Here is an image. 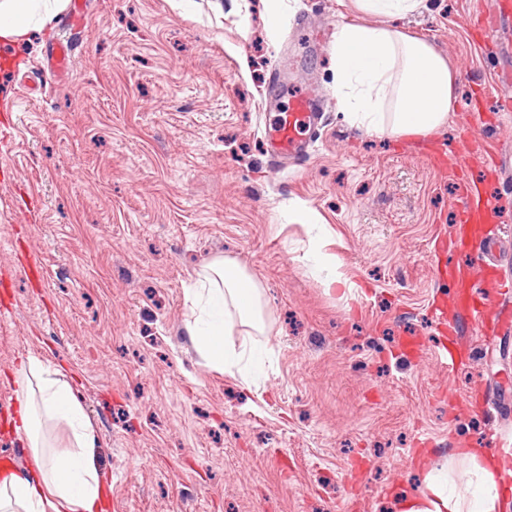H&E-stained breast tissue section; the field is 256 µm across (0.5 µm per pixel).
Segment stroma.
I'll return each instance as SVG.
<instances>
[{"label":"stroma","mask_w":512,"mask_h":512,"mask_svg":"<svg viewBox=\"0 0 512 512\" xmlns=\"http://www.w3.org/2000/svg\"><path fill=\"white\" fill-rule=\"evenodd\" d=\"M494 0H427L400 20L455 76L452 125L372 136L336 111L330 45L350 0H86L69 72L45 60L66 17L0 56V390L35 358L62 369L102 442L107 512H395L394 495L458 444L494 450L512 423V320L494 349L438 363L432 307L457 291L461 133L512 147V29ZM327 92L310 160L263 140L274 74ZM321 220L293 221L292 199ZM335 256L341 285L313 271ZM37 254L43 281L29 277ZM264 289L253 386L211 366L184 290L215 258Z\"/></svg>","instance_id":"35a3bbf8"}]
</instances>
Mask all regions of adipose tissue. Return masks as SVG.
<instances>
[{
  "label": "adipose tissue",
  "instance_id": "1",
  "mask_svg": "<svg viewBox=\"0 0 512 512\" xmlns=\"http://www.w3.org/2000/svg\"><path fill=\"white\" fill-rule=\"evenodd\" d=\"M65 0H0V44L29 43L51 28ZM365 23L338 25L332 46L338 108L349 123L371 135L427 136L453 120L454 74L429 43L393 25L420 14L424 0H354ZM259 280L234 261L206 265L185 293V327L212 366L252 379L258 356L234 345L236 328H264ZM13 429L29 451L26 471L0 475V512H105L109 483L98 460L90 420L64 373L32 359L17 372ZM70 432L72 449L58 456L48 435ZM502 465L481 448H463L420 487L395 497L397 512H512L502 486Z\"/></svg>",
  "mask_w": 512,
  "mask_h": 512
}]
</instances>
